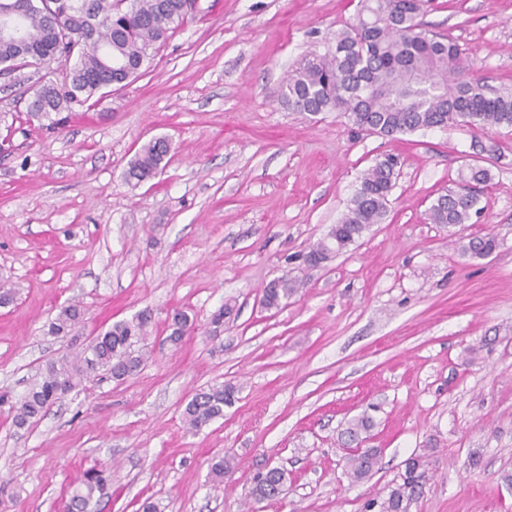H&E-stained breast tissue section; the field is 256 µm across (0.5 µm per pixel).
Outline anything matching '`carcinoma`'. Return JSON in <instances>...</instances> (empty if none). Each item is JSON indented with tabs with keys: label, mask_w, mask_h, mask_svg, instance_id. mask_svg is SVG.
I'll return each instance as SVG.
<instances>
[{
	"label": "carcinoma",
	"mask_w": 512,
	"mask_h": 512,
	"mask_svg": "<svg viewBox=\"0 0 512 512\" xmlns=\"http://www.w3.org/2000/svg\"><path fill=\"white\" fill-rule=\"evenodd\" d=\"M187 0H0V16L14 24L17 36H0V77L3 88L16 86L30 70L38 75L26 112L29 124L58 130L71 118L72 106H83L112 86L138 77L145 62L182 26L190 9ZM420 0H360L356 23L336 32L330 49L302 59L281 87L280 96L295 112L317 115L344 112L359 129L378 136L448 127H512V93L490 94L479 79H464L459 45L434 33L421 19ZM57 67H52V64ZM170 152L163 137L142 145L128 163L125 180L138 185L154 178ZM397 160L386 155L360 177L346 212L328 235L305 255L319 266L355 244L374 224L382 223L394 186ZM471 189L438 196L428 210L433 224H467L479 212ZM499 247L485 235L469 240L463 253L484 257ZM297 290L288 279L271 281L262 304L277 308ZM78 302L61 308L48 334L69 333L82 319ZM153 311L145 308L113 323L81 352L45 362L20 400L9 407L12 425L24 429L71 390L90 381H121L139 372L148 360L138 345L147 340ZM191 328L188 316L173 313L167 340L179 344ZM235 400L231 386H212L195 393L183 410V421L199 430L224 416ZM372 427L368 417L347 428V442L357 445ZM379 451L365 448L347 453L346 473L359 482L376 468ZM421 456L405 461L403 483L391 488L379 512H409L418 488ZM288 472L271 467L256 474L250 490L255 502L283 490ZM109 482L107 470L90 469L69 495L66 512H86L95 494Z\"/></svg>",
	"instance_id": "carcinoma-1"
}]
</instances>
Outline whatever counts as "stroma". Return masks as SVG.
<instances>
[{
	"label": "stroma",
	"mask_w": 512,
	"mask_h": 512,
	"mask_svg": "<svg viewBox=\"0 0 512 512\" xmlns=\"http://www.w3.org/2000/svg\"><path fill=\"white\" fill-rule=\"evenodd\" d=\"M357 0H197L195 13L129 85L66 127L0 123V395L17 401L39 366L151 308L149 359L126 380L89 384L15 429L0 407V512H62L84 471L111 484L88 512H368L405 461L428 465L410 512H512V128L385 137L339 112L280 99L300 61L354 22ZM430 29L464 53V77L512 92V0H425ZM172 144L158 176L124 172L154 137ZM400 159L383 223L318 267L303 254L345 213L375 160ZM489 169L469 223H431L467 165ZM491 233L499 247L462 254ZM298 281L279 308L272 280ZM78 301L67 336L48 325ZM232 312L220 329L211 315ZM192 331L168 342L174 311ZM224 384L235 401L201 430L182 410ZM361 416L380 451L350 483L343 432ZM233 467L216 480L215 460ZM288 488L251 503L256 471Z\"/></svg>",
	"instance_id": "35a3bbf8"
}]
</instances>
